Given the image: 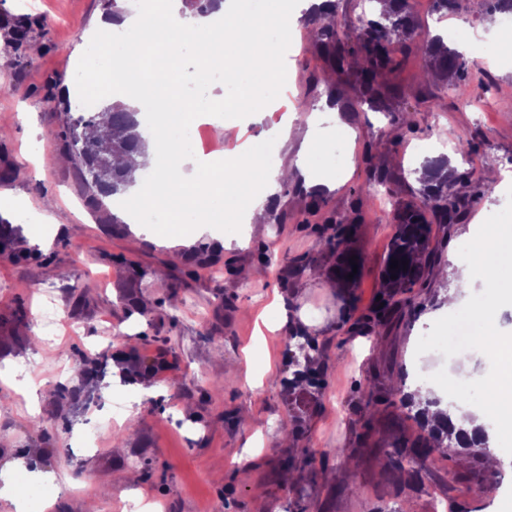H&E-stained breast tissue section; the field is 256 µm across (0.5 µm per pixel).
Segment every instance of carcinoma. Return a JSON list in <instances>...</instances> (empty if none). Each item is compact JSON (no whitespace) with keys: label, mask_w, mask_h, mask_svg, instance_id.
<instances>
[{"label":"carcinoma","mask_w":512,"mask_h":512,"mask_svg":"<svg viewBox=\"0 0 512 512\" xmlns=\"http://www.w3.org/2000/svg\"><path fill=\"white\" fill-rule=\"evenodd\" d=\"M190 3L191 12L197 16H207L217 9L220 0H182ZM392 7L380 11L376 20H371L358 36L360 49L358 54L364 59L361 80L366 93L373 94L378 87L377 79L386 72H392L401 66L395 57L399 45L394 41L398 36L402 40L415 42L417 52L428 57L431 69L438 77L449 83L453 93L467 99L471 87L467 81V62L456 50L445 47L440 36L431 37L422 31L407 8V0H389ZM306 22L320 25V35L324 36L316 45V51L335 64H342L345 54L354 49H345L336 41V23L321 24V17L308 15ZM69 131V150L81 162L83 180L92 198L97 196H122L136 181L135 170L129 166H118L114 159L128 156L145 145L140 131L138 111L130 105L121 103H104L102 111L73 115L71 108L65 112ZM427 174L422 205L418 209L411 205L398 207L392 218L399 222L398 233L391 242L382 273L383 287L380 302L372 311V320L378 324L397 314L399 307L391 300L399 295L404 298L399 303L409 306L416 297V292L429 288L430 275L439 261L437 246L432 244V228L425 211H430L447 228L462 222L467 209L460 199L448 196V159L440 158L429 161L424 166ZM353 225L346 224L325 240V248L342 260L343 274L352 272V266L345 261V246L350 241ZM406 261V268H390L391 260ZM399 398L400 407L408 410L411 418L420 426L423 434L403 443L388 453L389 465L394 470L404 469V464L411 468H423L435 457H455L462 453L474 458H482L489 452L487 439L481 435L474 447L460 446L459 437L455 436L452 416L445 414V427L435 428L424 419V412L414 408L412 396L405 392V383H400L393 390Z\"/></svg>","instance_id":"1"}]
</instances>
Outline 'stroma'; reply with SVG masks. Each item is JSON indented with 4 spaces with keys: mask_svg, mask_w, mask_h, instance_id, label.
Instances as JSON below:
<instances>
[{
    "mask_svg": "<svg viewBox=\"0 0 512 512\" xmlns=\"http://www.w3.org/2000/svg\"><path fill=\"white\" fill-rule=\"evenodd\" d=\"M339 39L354 44L374 0H335ZM410 11L428 33L460 29L454 48L470 62L468 80L481 107L425 82L417 52L379 77V91L363 92L358 66L332 71L311 43L290 58L280 96L260 117L238 120L241 137L226 142L225 158L243 142L272 141L283 122L289 139L277 162L292 178L268 193L280 223L262 225L248 247L225 248L223 232L193 231L186 241L159 243L155 233L112 221L115 202L95 205L75 161L66 153L60 99L76 101L77 63L104 16L103 0H0V192L11 201L0 218L15 230L14 253L0 258V468L19 465L10 481L26 476L51 488L50 512H84L86 474L96 481L97 512H128L152 499L157 512H433L436 499L453 512H512V458L497 468L484 461L435 459L430 470L384 472L385 449L398 433H413L390 399L399 382L415 385L430 358L422 336L455 343L459 329L476 334L468 307L443 313L444 287H456L460 245L484 224L512 229V191L472 200L467 218L434 227L437 276L399 318L367 332L362 324L380 294V274L397 223L381 212L377 196L419 204L418 173L425 161L447 157L455 171L452 193L470 197L487 159L512 160V65L485 57L473 63L476 31H501L484 0H460L440 16L433 0ZM26 33L13 41L16 23ZM331 130L321 147L307 138L312 111ZM344 123L347 133L337 132ZM463 151H456V143ZM337 161L319 160L322 148ZM340 179L338 189L307 184L302 170ZM387 171L390 185L376 174ZM353 225L350 247L360 260L357 282L329 290L316 276L336 258L325 238L337 223ZM51 245L31 246L44 224ZM281 297L284 309L272 306ZM74 321L79 333L44 335V305ZM292 321L280 322L281 312ZM312 345L319 371L296 379L291 349L296 334ZM235 384L223 387L225 366ZM38 388L35 411L25 392ZM77 390L68 411L58 409L61 388ZM381 388L385 402L369 400ZM132 405L102 426L92 452L75 435L109 413L115 400ZM338 448L351 457L335 456ZM463 470L462 481L450 474Z\"/></svg>",
    "mask_w": 512,
    "mask_h": 512,
    "instance_id": "35a3bbf8",
    "label": "stroma"
}]
</instances>
